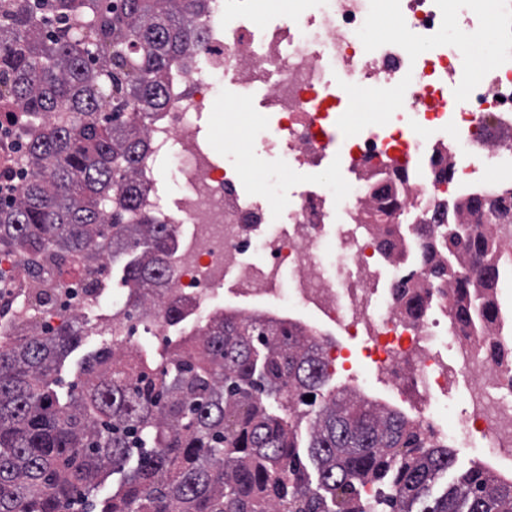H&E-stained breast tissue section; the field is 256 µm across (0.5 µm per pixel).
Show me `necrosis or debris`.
Masks as SVG:
<instances>
[{
  "label": "necrosis or debris",
  "instance_id": "1",
  "mask_svg": "<svg viewBox=\"0 0 512 512\" xmlns=\"http://www.w3.org/2000/svg\"><path fill=\"white\" fill-rule=\"evenodd\" d=\"M253 2L206 0L198 19L205 47L172 68L171 105L149 122L151 149L138 173L151 185L157 161L170 163L172 203L153 192L145 206L173 230L169 297L183 318L175 325L158 314L121 319L124 345H167L175 336L200 335L231 278L266 311L291 304L317 329L339 331L340 339H319L328 373L356 380L344 345L349 339L402 395L420 394L416 421L428 441L450 440L512 462V365L490 364L477 337L449 328L447 296L430 297L419 317L401 314L397 286L428 276L421 265L402 268L385 259L371 219L377 193L396 168L406 179L397 187L390 223L419 213L418 223L401 224L408 249L422 243L426 227L463 222L452 197L502 198L512 191V140L490 138L492 130L512 124V0H461L457 6L463 22L487 14L498 29L493 56L476 69L467 45L438 38L448 25L446 0H385L401 37L371 47L363 32L376 0H294L293 13L259 31L251 22ZM468 72L470 102L449 105V83ZM223 76L265 92L273 120L254 144L256 155L283 145L300 169L320 168L332 157L333 132L352 99L403 81L413 94L387 127L349 129L344 152L361 177L346 181L335 198L298 187L284 205L283 227L271 230L267 210L245 204L238 178L200 135L198 119L212 83ZM462 145L471 155L464 165L457 156ZM256 251L262 260L250 261ZM94 309L111 319V309L74 279L47 307L23 294L16 314L45 329ZM461 375L468 379L469 408L451 423L433 402Z\"/></svg>",
  "mask_w": 512,
  "mask_h": 512
}]
</instances>
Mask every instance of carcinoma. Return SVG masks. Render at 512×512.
<instances>
[{"instance_id": "cac0c4a2", "label": "carcinoma", "mask_w": 512, "mask_h": 512, "mask_svg": "<svg viewBox=\"0 0 512 512\" xmlns=\"http://www.w3.org/2000/svg\"><path fill=\"white\" fill-rule=\"evenodd\" d=\"M204 0H0V114L21 143L24 184L0 202V249L33 262L81 253L99 285L130 254L124 315L164 299L172 232L143 207L146 119L169 103L171 62L203 43ZM472 221L439 224L422 244L451 325L483 336L502 319L500 248L512 213L500 199L459 203ZM379 249L398 257L388 224ZM422 310L418 290L399 293ZM88 321L53 331L21 323L0 338V512H512V477L428 444L413 419L352 391L323 392L321 346L294 319L214 314L193 344L157 355L112 337L87 354L71 388L57 373ZM495 365L512 347L486 340ZM315 400L309 402L306 396ZM321 401H316V398ZM309 418L308 457L299 455ZM453 471L433 498L439 475Z\"/></svg>"}]
</instances>
